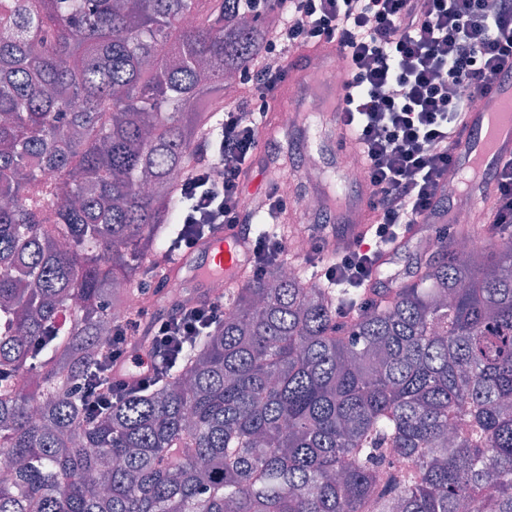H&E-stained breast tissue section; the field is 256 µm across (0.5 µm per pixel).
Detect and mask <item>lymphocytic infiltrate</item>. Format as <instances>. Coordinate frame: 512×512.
Wrapping results in <instances>:
<instances>
[{"label": "lymphocytic infiltrate", "mask_w": 512, "mask_h": 512, "mask_svg": "<svg viewBox=\"0 0 512 512\" xmlns=\"http://www.w3.org/2000/svg\"><path fill=\"white\" fill-rule=\"evenodd\" d=\"M279 14V27L240 74L253 90L250 104L225 103L210 156L180 183L182 229L169 250L187 251L223 227L247 238L253 278L286 256L288 235H252L249 213L279 219L287 197L274 187L248 208L243 186L268 113L305 64L296 48L333 44L348 65L340 120L357 139L371 221L351 239L332 224L307 225L306 233L321 287H381L380 257L439 209L467 112L512 64V0H279ZM223 318L224 301L215 297L139 313L113 336L103 370L85 384L90 412L148 387L184 344Z\"/></svg>", "instance_id": "obj_1"}]
</instances>
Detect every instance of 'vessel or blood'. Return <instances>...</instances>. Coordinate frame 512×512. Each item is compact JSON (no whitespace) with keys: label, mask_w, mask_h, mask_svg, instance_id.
I'll return each instance as SVG.
<instances>
[{"label":"vessel or blood","mask_w":512,"mask_h":512,"mask_svg":"<svg viewBox=\"0 0 512 512\" xmlns=\"http://www.w3.org/2000/svg\"><path fill=\"white\" fill-rule=\"evenodd\" d=\"M343 61L334 45L311 52L308 65L293 80V88L283 97L289 111H301L298 90L320 85L324 89L321 110L325 123L331 124L340 148L355 142L348 127L336 121L342 98L336 93V72ZM466 128L456 161L444 182L446 196H454L459 187L480 211H488L494 177L512 160V78L496 81L482 96L479 106L466 116ZM342 224H365L369 221L368 196L360 194L345 203L338 212ZM248 245L241 238L224 230L211 233L196 248L174 257L170 263L172 280L182 281L194 296L206 295L213 279H224L236 285L246 271Z\"/></svg>","instance_id":"obj_1"}]
</instances>
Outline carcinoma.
<instances>
[{
  "mask_svg": "<svg viewBox=\"0 0 512 512\" xmlns=\"http://www.w3.org/2000/svg\"><path fill=\"white\" fill-rule=\"evenodd\" d=\"M277 20L275 0H0V450L20 461L0 512H512L509 230L472 251L459 229L351 318L347 290L273 266L86 419L105 301L162 279L169 174Z\"/></svg>",
  "mask_w": 512,
  "mask_h": 512,
  "instance_id": "obj_1",
  "label": "carcinoma"
}]
</instances>
